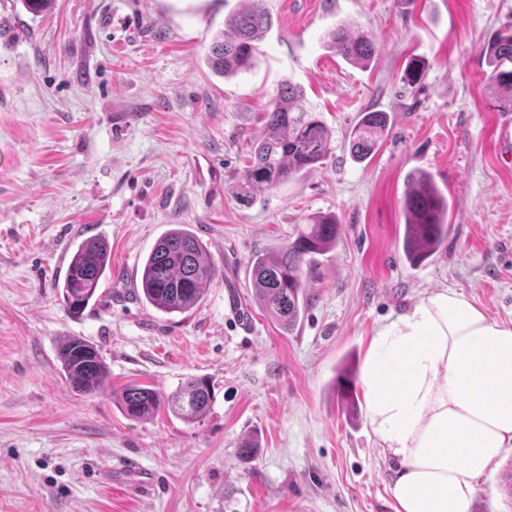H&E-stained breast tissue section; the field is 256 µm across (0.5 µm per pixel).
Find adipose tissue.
Wrapping results in <instances>:
<instances>
[{
  "mask_svg": "<svg viewBox=\"0 0 512 512\" xmlns=\"http://www.w3.org/2000/svg\"><path fill=\"white\" fill-rule=\"evenodd\" d=\"M360 382L399 464L396 512H471L479 479L512 446V322L456 289L431 292L372 337Z\"/></svg>",
  "mask_w": 512,
  "mask_h": 512,
  "instance_id": "1",
  "label": "adipose tissue"
}]
</instances>
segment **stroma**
I'll list each match as a JSON object with an SVG mask.
<instances>
[{
  "label": "stroma",
  "mask_w": 512,
  "mask_h": 512,
  "mask_svg": "<svg viewBox=\"0 0 512 512\" xmlns=\"http://www.w3.org/2000/svg\"><path fill=\"white\" fill-rule=\"evenodd\" d=\"M238 0H55L47 14L0 0V512H396L394 463L371 430L361 367L372 336L443 287L512 322V115L492 107L484 43L512 30V0H259L273 26L257 66L225 80L205 64ZM341 23L377 43L366 68L326 47ZM425 60L422 81L401 80ZM292 79L333 132L316 168L257 202L235 185L265 95ZM388 112L364 161L345 137ZM449 203L448 240L420 266L402 251L409 171ZM329 216L332 252L306 270L307 305L283 330L256 304L247 262ZM185 224L220 277L183 314L134 296L143 259ZM112 272L82 315L61 284L79 243ZM79 336L110 373L74 391L61 344ZM208 377L214 403L187 423L127 418L115 397ZM256 438L254 459L238 455ZM505 449L472 512H512Z\"/></svg>",
  "instance_id": "obj_1"
}]
</instances>
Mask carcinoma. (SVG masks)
Masks as SVG:
<instances>
[{
	"label": "carcinoma",
	"mask_w": 512,
	"mask_h": 512,
	"mask_svg": "<svg viewBox=\"0 0 512 512\" xmlns=\"http://www.w3.org/2000/svg\"><path fill=\"white\" fill-rule=\"evenodd\" d=\"M272 25L271 17L254 0H239V6L224 17L207 55V64L218 76L228 78L255 67L258 46ZM336 55L365 66L376 53V42L349 24H339L327 34ZM490 67L487 86L494 108L512 114V34L499 33L483 47ZM424 63L412 60L402 80L420 83ZM391 129L390 115L383 111L361 113L349 135L351 156L368 158ZM332 151V132L307 106L304 90L292 81L278 84L265 103L264 127L249 144L247 163L235 186L246 205L257 193L269 191L316 167ZM409 188L403 201L405 215L402 250L416 265L435 254L448 239V199L425 170L409 173ZM339 225L329 217L299 224L288 244L272 252L256 253L250 259L254 297L261 309L281 326L292 329L300 319L308 281L304 266L316 255L336 248ZM110 246L102 237L84 239L73 254L62 285L64 307L79 315L108 276ZM218 271L210 264L203 242L184 224L166 230L146 257L140 274L141 296L155 309L183 314L204 297ZM61 374L69 386L82 394H96L107 385L108 371L95 345L81 337L67 339L59 348ZM214 389L204 376L186 379L171 394L132 384L118 397L122 413L147 420L166 409L186 422H196L210 412Z\"/></svg>",
	"instance_id": "cac0c4a2"
}]
</instances>
